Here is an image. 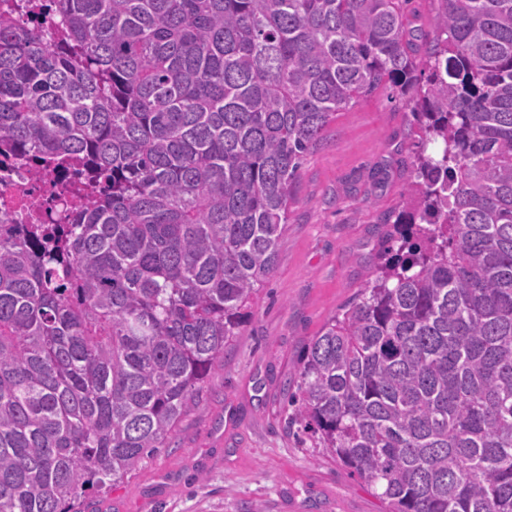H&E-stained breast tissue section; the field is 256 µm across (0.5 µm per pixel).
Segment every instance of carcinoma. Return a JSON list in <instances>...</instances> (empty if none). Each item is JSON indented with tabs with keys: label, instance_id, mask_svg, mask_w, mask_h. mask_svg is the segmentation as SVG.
Here are the masks:
<instances>
[{
	"label": "carcinoma",
	"instance_id": "1",
	"mask_svg": "<svg viewBox=\"0 0 512 512\" xmlns=\"http://www.w3.org/2000/svg\"><path fill=\"white\" fill-rule=\"evenodd\" d=\"M0 15V149L102 178L0 223V512H80L194 408L277 262L304 157L389 86L407 200L305 349L298 423L389 512H512V0H49ZM441 151L427 153L428 145ZM430 0H413L407 6V17L412 27L422 28L432 37L433 32V13Z\"/></svg>",
	"mask_w": 512,
	"mask_h": 512
}]
</instances>
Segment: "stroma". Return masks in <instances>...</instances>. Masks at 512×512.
I'll return each mask as SVG.
<instances>
[{"label":"stroma","instance_id":"obj_1","mask_svg":"<svg viewBox=\"0 0 512 512\" xmlns=\"http://www.w3.org/2000/svg\"><path fill=\"white\" fill-rule=\"evenodd\" d=\"M407 116L387 89L338 113L293 187L277 263L195 409L166 447L82 512H387L290 423L300 357L370 277L406 199Z\"/></svg>","mask_w":512,"mask_h":512}]
</instances>
